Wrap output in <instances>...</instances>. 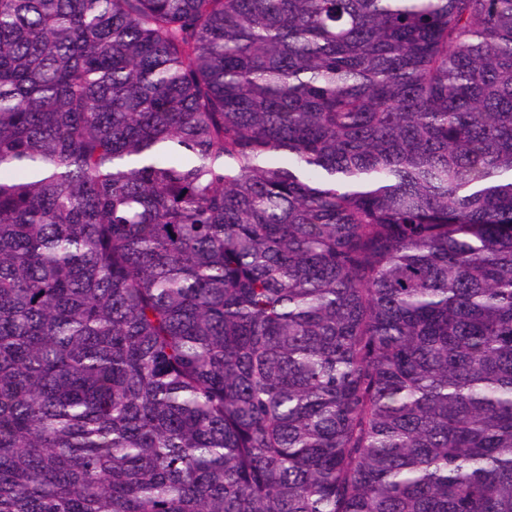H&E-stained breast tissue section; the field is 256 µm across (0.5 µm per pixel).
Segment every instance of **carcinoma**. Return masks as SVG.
Segmentation results:
<instances>
[{"mask_svg":"<svg viewBox=\"0 0 512 512\" xmlns=\"http://www.w3.org/2000/svg\"><path fill=\"white\" fill-rule=\"evenodd\" d=\"M0 512H512V0H0Z\"/></svg>","mask_w":512,"mask_h":512,"instance_id":"cac0c4a2","label":"carcinoma"}]
</instances>
